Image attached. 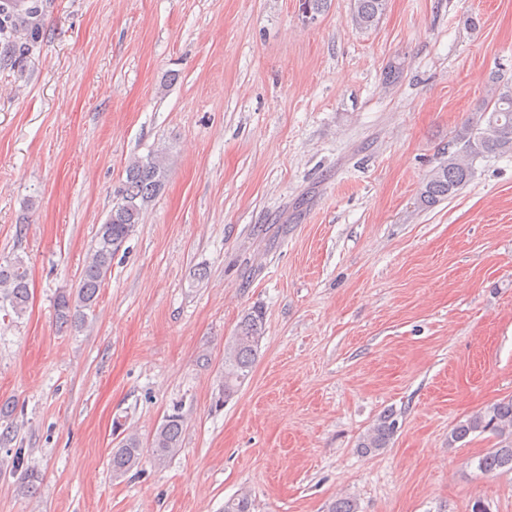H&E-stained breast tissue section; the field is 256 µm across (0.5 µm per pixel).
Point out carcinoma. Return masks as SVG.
<instances>
[{
	"label": "carcinoma",
	"mask_w": 512,
	"mask_h": 512,
	"mask_svg": "<svg viewBox=\"0 0 512 512\" xmlns=\"http://www.w3.org/2000/svg\"><path fill=\"white\" fill-rule=\"evenodd\" d=\"M388 0H354L353 20L361 30L372 29L387 8ZM462 146L442 152L438 164L424 179L418 200L424 207H433L455 195L474 177V162L512 156V86L484 102L460 136ZM167 171L164 152L156 149L144 157L131 159L125 167V178L112 190V208L100 225L78 285L63 289L56 295L54 310L61 328H80L94 311L99 292L112 268L116 253L140 223L145 207L166 186ZM29 271L19 255L0 261V309L20 318L29 304ZM265 311L254 306L246 311L235 336L224 346V384L220 399L232 397L251 376L260 342L265 332ZM14 405L0 401V445L13 440ZM399 428L396 414L388 410L359 437L357 448L364 455H373L387 447ZM183 419L178 413L166 417L151 439L143 441L138 433L123 434L112 450V475L121 477L150 461L161 466L177 454L182 446ZM478 433L499 438L495 447L479 456L477 468L483 473L512 470V396L501 399L486 409L473 413L452 429L448 445L465 441ZM254 504L246 494L224 502V512H252Z\"/></svg>",
	"instance_id": "cac0c4a2"
}]
</instances>
